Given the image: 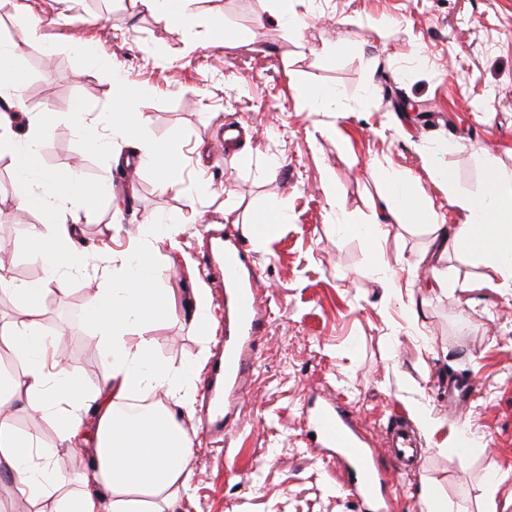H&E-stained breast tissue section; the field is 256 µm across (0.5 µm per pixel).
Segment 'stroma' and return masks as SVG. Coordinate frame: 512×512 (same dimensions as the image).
<instances>
[{"label": "stroma", "instance_id": "obj_1", "mask_svg": "<svg viewBox=\"0 0 512 512\" xmlns=\"http://www.w3.org/2000/svg\"><path fill=\"white\" fill-rule=\"evenodd\" d=\"M191 37L178 34L138 0H0V44L25 52L22 112L44 114L48 132L38 165L84 163L96 190L110 176L96 223L77 232L97 252L39 320L66 339L64 355L83 385H98L112 361L85 313L88 289L112 285V271L146 242L157 288L175 316L147 323L156 361L208 368L223 323L199 332L196 292L210 313L222 297L211 269L215 237L238 235L268 312L244 398L222 432L199 434L206 410L193 398L189 500L181 512H360L349 476L310 441L305 409L331 401L348 412L397 492L392 512H420L423 487L447 512H512V288L462 247L442 266L458 287L436 289L431 230L391 214L378 175L411 178L415 198L448 227L464 217L449 203L486 189L485 164L512 167V0H196ZM43 42L28 40L32 21ZM96 44L136 92L147 127L112 139L111 154L89 151L74 130V101L110 109L111 85L83 50ZM316 88L334 91L314 104ZM422 113L393 107L397 97ZM177 156L175 175L131 176L139 140ZM453 183L440 180L443 169ZM14 172L0 155V237L7 277L32 282L27 227L41 214L16 209ZM285 206L272 237L243 229L270 200ZM196 210L164 235L154 217ZM386 227L379 238L374 226ZM393 275L389 291L381 274ZM472 384L469 407L448 406V381ZM404 427L422 448L421 464L400 466L390 434Z\"/></svg>", "mask_w": 512, "mask_h": 512}]
</instances>
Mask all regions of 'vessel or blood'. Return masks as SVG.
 I'll return each mask as SVG.
<instances>
[{
	"label": "vessel or blood",
	"instance_id": "b4317fda",
	"mask_svg": "<svg viewBox=\"0 0 512 512\" xmlns=\"http://www.w3.org/2000/svg\"><path fill=\"white\" fill-rule=\"evenodd\" d=\"M224 286L227 301L233 307L234 340L224 347V365L217 373L223 386L208 382L203 395L209 401L212 423H220L226 406L241 400L240 382L250 369L247 350L251 338L263 322L264 307L256 294V279L247 272L239 246L224 248ZM308 416L318 447L328 449L331 458L351 477L350 493L361 512H389L394 483L376 465L374 456L351 421L337 407L325 404L310 409ZM392 454L400 461L417 463L418 454L412 437L399 429L392 434Z\"/></svg>",
	"mask_w": 512,
	"mask_h": 512
}]
</instances>
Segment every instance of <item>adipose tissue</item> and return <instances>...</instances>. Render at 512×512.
Masks as SVG:
<instances>
[{"label": "adipose tissue", "mask_w": 512, "mask_h": 512, "mask_svg": "<svg viewBox=\"0 0 512 512\" xmlns=\"http://www.w3.org/2000/svg\"><path fill=\"white\" fill-rule=\"evenodd\" d=\"M17 47L0 48V150L8 151L15 173L14 198L18 210L66 213L70 223L34 224L28 231L30 254L43 270L42 279L15 283L0 278V291L16 296L29 320L0 326V347L12 351L22 362L21 375L0 378V412L17 398H24L28 412L49 416L72 455L84 453L80 434L86 409H93L96 446L91 468L62 472L56 468V449L40 446L30 435L17 432L0 421V466L13 475L16 488L29 498H53V512H144L146 506L164 502L176 512L191 490L189 458L192 440L181 424L191 417L189 392L193 367L172 371L151 356L152 341L146 336L145 320L162 322L174 314L164 293L154 288V268L144 265L148 248L136 246L116 269V283L86 297L88 320L112 354V372L94 388L81 386L79 377L61 360H48L56 341L45 336L37 317L51 292L63 291L67 276L83 265L86 251L76 238L75 227L94 223L93 196L74 170H37L34 160L47 132L43 116L28 117L25 133H17L11 113L20 103L18 71L14 65ZM113 85L111 115L90 114L74 104L71 115L81 139L92 142L96 152L106 151L110 132L135 121L143 126L145 116H133V94L118 71H110ZM485 192L478 197L457 196L451 205L466 213L468 221L455 231L440 224L437 213L420 206L412 197L408 179H385L383 201L396 212L407 213L414 223L429 226L440 252L460 245L484 257L500 287L512 286V169L488 160ZM166 389L173 405L135 419L119 413V404L133 395ZM83 485L76 498L59 495L65 484Z\"/></svg>", "instance_id": "ef3b65f1"}]
</instances>
